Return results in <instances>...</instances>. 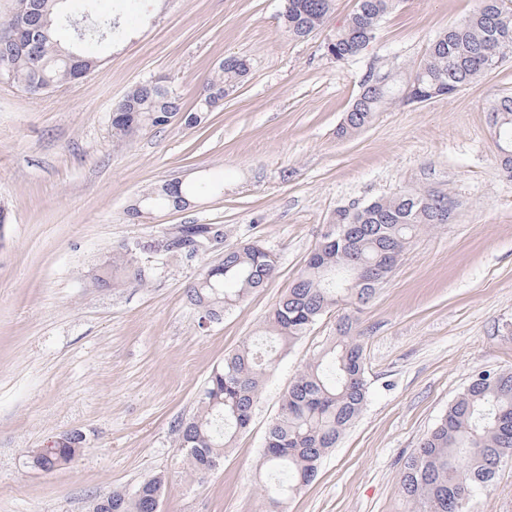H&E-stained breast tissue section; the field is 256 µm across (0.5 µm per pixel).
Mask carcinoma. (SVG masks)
Segmentation results:
<instances>
[{"instance_id":"carcinoma-1","label":"carcinoma","mask_w":512,"mask_h":512,"mask_svg":"<svg viewBox=\"0 0 512 512\" xmlns=\"http://www.w3.org/2000/svg\"><path fill=\"white\" fill-rule=\"evenodd\" d=\"M38 48L5 55L0 70L30 93L48 91L78 79L81 66L96 62L91 47L121 41L127 34L126 11L119 0L115 13L98 14L92 0H36ZM396 0H358L356 10L326 43L338 62L355 60L376 39L382 18ZM332 0H285L282 27L289 37L304 39L321 29ZM88 17L85 32L72 25L76 10ZM512 49V8L506 0H478L477 9L463 22L440 32L423 58L402 78L386 73L368 79L348 111L338 134L368 126L385 107L425 102L450 96L493 71ZM249 72L247 60L229 56L215 69L208 93L184 112L183 123L198 127L208 120L214 96L233 89ZM181 112L173 91L159 81L136 85L113 108L112 133L124 139L143 129H162ZM500 145L509 155L503 165L512 173V96L491 108ZM220 190L200 181L169 183L137 198L148 212L157 207L178 209L191 197ZM455 208L448 193L419 189L374 200L352 214L340 209L331 224H351L345 237L326 235L309 255L288 291L269 311L259 337L242 342L213 370L198 396L196 414L179 428V448L190 475L202 478L214 471L236 437L251 425L262 390L282 355L326 315L336 309L356 312L377 292L387 277L391 253L403 254L424 227L438 226L436 207ZM224 236L220 224H180L163 249L171 258L193 256ZM136 245L114 250L94 269L95 288L125 284L143 286L147 270L133 257ZM277 271L276 255L262 242L245 241L224 248L223 258L207 268L189 288L187 297L199 314V325L218 321L224 312L263 287ZM363 344L345 316L337 335L314 352L283 394L278 416L269 425L261 466L283 479L260 487L264 512H283L284 501L302 492L314 479L322 458L355 422L368 400ZM82 444L64 438L54 452L36 460L37 469L50 472L74 459ZM512 453V370L482 371L448 405L429 435L404 463L402 490L412 512H465L471 494L491 485L498 468ZM163 479L152 477L135 489L112 493L102 510L150 512L160 497Z\"/></svg>"}]
</instances>
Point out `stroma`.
<instances>
[{
  "label": "stroma",
  "mask_w": 512,
  "mask_h": 512,
  "mask_svg": "<svg viewBox=\"0 0 512 512\" xmlns=\"http://www.w3.org/2000/svg\"><path fill=\"white\" fill-rule=\"evenodd\" d=\"M131 9L124 40L93 50L85 78L33 95L0 79V512H92L94 501L164 479L160 512H261L257 483L269 424L313 351L336 334L332 312L284 356L252 424L215 472L187 477L178 424L210 373L262 326L318 247L336 210L415 189L442 190L453 223L420 232L353 316L367 403L315 479L285 512H409L405 460L450 402L485 370L512 369V178L490 104L512 96V51L447 98L398 104L346 136L338 128L367 77L408 71L476 0H400L355 60L326 55L357 0H334L325 26L284 32V0H153ZM249 73L205 125L172 123L112 136V110L161 79L185 107L227 56ZM208 180L219 194L184 210L132 218L147 190ZM220 224L224 238L192 258L144 249L147 286L89 287L113 248L178 224ZM258 240L274 277L222 320L201 327L186 291L224 248ZM72 431L71 463L43 473L28 455ZM468 512H512V459Z\"/></svg>",
  "instance_id": "35a3bbf8"
}]
</instances>
